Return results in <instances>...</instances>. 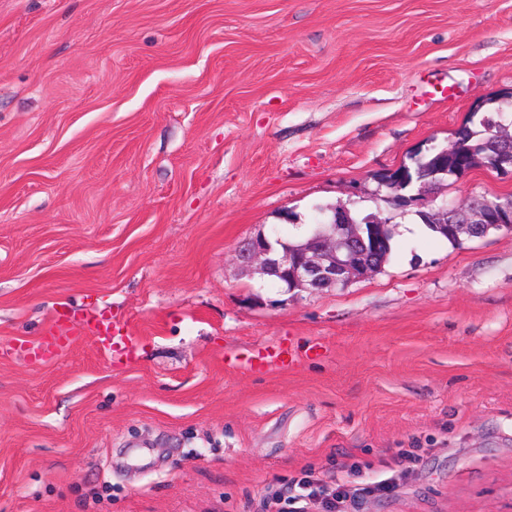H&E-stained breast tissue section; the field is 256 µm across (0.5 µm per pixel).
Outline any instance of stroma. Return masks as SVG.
I'll return each mask as SVG.
<instances>
[{"mask_svg": "<svg viewBox=\"0 0 512 512\" xmlns=\"http://www.w3.org/2000/svg\"><path fill=\"white\" fill-rule=\"evenodd\" d=\"M474 116L512 133V0H0V512H264L307 473L345 512H512V233L397 213L316 292L235 260L386 211ZM93 312L111 356L34 355ZM121 331L120 328L112 325V321L99 322L93 330V336H90L94 345L105 356L112 354V340L116 337V333Z\"/></svg>", "mask_w": 512, "mask_h": 512, "instance_id": "35a3bbf8", "label": "stroma"}]
</instances>
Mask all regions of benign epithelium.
Listing matches in <instances>:
<instances>
[{
  "mask_svg": "<svg viewBox=\"0 0 512 512\" xmlns=\"http://www.w3.org/2000/svg\"><path fill=\"white\" fill-rule=\"evenodd\" d=\"M455 159V176L460 179L472 171L473 159L459 152V145L438 150L436 159L448 165ZM490 168L501 173H512V142L493 152ZM398 182L412 188L406 195L388 196L396 207L429 206L438 198L440 185L432 181L415 179L407 167L401 169ZM463 216L457 223L448 220V206L427 212L430 223L443 234L481 238L489 225L512 232V200L476 205L471 198L455 207ZM388 222L381 215H372L368 224H353L349 210L332 211L327 220L315 227L295 245L280 248L274 238L260 235L240 243L235 256L243 269H254L274 279L291 291L313 292L322 288L346 286L354 281L373 276L381 267L386 251Z\"/></svg>",
  "mask_w": 512,
  "mask_h": 512,
  "instance_id": "obj_1",
  "label": "benign epithelium"
}]
</instances>
